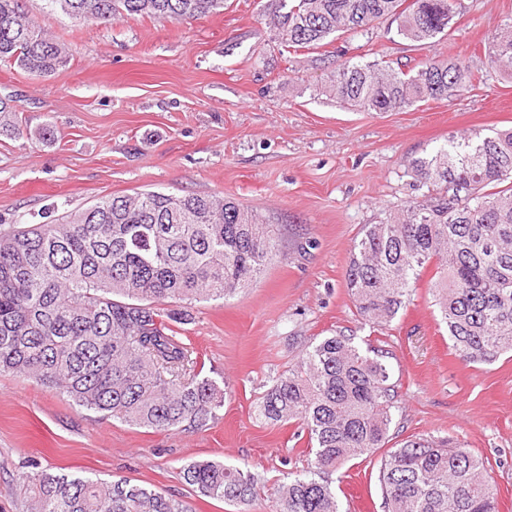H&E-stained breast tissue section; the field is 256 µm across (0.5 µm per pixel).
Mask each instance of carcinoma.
<instances>
[{"mask_svg": "<svg viewBox=\"0 0 512 512\" xmlns=\"http://www.w3.org/2000/svg\"><path fill=\"white\" fill-rule=\"evenodd\" d=\"M0 0V62L45 77L67 51L26 11ZM46 12L79 24L116 16L186 22L224 11V0H42ZM271 23L287 49L319 48L338 33L391 20L402 38L426 46L446 35L461 0H273ZM493 66L512 71V30L497 37ZM483 82L460 60L434 57L409 69L374 59L337 67L326 89L342 106L391 112L448 100ZM432 188L386 224L355 240L346 288L372 327L390 323L430 263L433 296L455 354L489 363L512 352V129L448 137L411 160ZM280 252L273 226L253 210L209 195L163 192L103 197L57 224L0 229V373L62 391L78 407L142 428L207 426L224 387L199 379L192 351L171 323L191 320L196 302L226 300L250 287ZM172 301L182 309L165 310ZM381 350L339 332L306 345L298 362L258 398L277 425L299 421L314 469L273 488L278 512H340L329 475L383 447L397 391ZM183 477L202 496L229 503L255 494V477L195 461ZM26 512H188L127 479L47 472L20 477ZM385 512H496L481 459L461 446L415 437L382 458Z\"/></svg>", "mask_w": 512, "mask_h": 512, "instance_id": "cac0c4a2", "label": "carcinoma"}]
</instances>
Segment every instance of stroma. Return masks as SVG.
Wrapping results in <instances>:
<instances>
[{
    "instance_id": "35a3bbf8",
    "label": "stroma",
    "mask_w": 512,
    "mask_h": 512,
    "mask_svg": "<svg viewBox=\"0 0 512 512\" xmlns=\"http://www.w3.org/2000/svg\"><path fill=\"white\" fill-rule=\"evenodd\" d=\"M271 0H226L183 23L118 17L74 25L27 8L65 44L68 61L36 78L0 62V98L27 134L0 132V226L52 224L100 198L140 191L218 195L256 210L280 234V254L252 287L193 304L177 331L201 376L223 382L224 405L198 430L139 428L75 406L32 380L0 374V512H22L20 477L47 470L156 490L190 512H276L274 483L305 473L314 455L298 423L269 425L254 404L302 348L337 332L389 351L397 409L389 447L445 438L481 459L512 512V353L491 364L456 357L421 274L389 324L370 328L345 279L367 224L423 201L409 162L448 136L512 128V73L490 65L512 0H463L447 35L423 49L391 23L333 43L337 56L287 51L269 24ZM384 55L460 58L484 84L447 101L392 112L341 107L318 86L339 62ZM376 450L332 479L341 512H384ZM201 460L257 478L247 503L200 496L183 477Z\"/></svg>"
}]
</instances>
